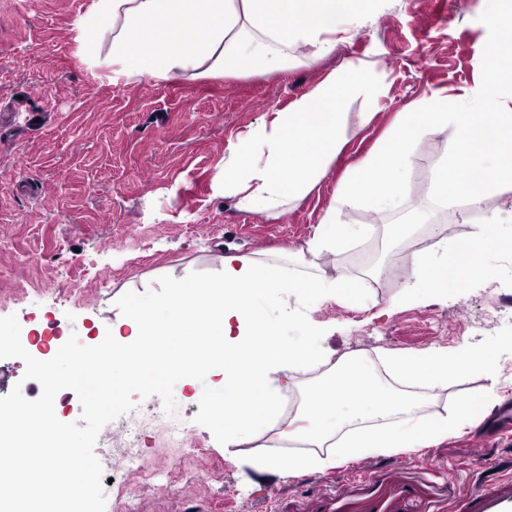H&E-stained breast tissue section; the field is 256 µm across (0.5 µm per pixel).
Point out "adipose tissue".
Returning <instances> with one entry per match:
<instances>
[{"mask_svg": "<svg viewBox=\"0 0 512 512\" xmlns=\"http://www.w3.org/2000/svg\"><path fill=\"white\" fill-rule=\"evenodd\" d=\"M375 0H92L72 24L74 43L82 59L112 85L148 80L164 83L177 78H242L279 72L288 63L290 45L305 42L316 63L336 48V31L348 13H368ZM489 19L497 45L488 54L480 91L448 97L432 91L428 97L398 112L377 149L348 165L329 208L310 239L296 250L299 267L288 287L309 297L342 292L341 279L328 276L319 259L368 238L369 224H344L339 214L360 206L392 211L406 195L405 172L424 137L452 132L453 144L434 167L430 200L439 207L462 200L473 209L491 197L512 191V95L499 90L512 84V6L488 0ZM97 29L100 42L87 41ZM376 66L348 61L314 87L273 111L269 121L230 146L213 180L214 194L234 198L240 210L268 219L279 218L302 200L327 175L346 143L339 105L347 96L376 100L386 95L375 76ZM503 240L496 223L485 222L468 242L441 257L413 256L404 298L442 295L451 288L449 266L464 275H488L485 258ZM281 259L258 261L236 252L225 253L216 277L195 280L190 291L163 297L157 307L129 312L112 325L110 354L117 369L113 392L169 382L194 384L199 373H222L221 385L207 391L224 408V445L239 447L254 420L279 412L281 384L274 372H293L316 360L314 340L286 339L279 323L269 319L277 285L270 269ZM221 337L223 357L185 368L168 362L164 372L136 376L124 361L148 360L155 352L152 337L179 343L185 336ZM392 379L375 381L353 363L339 362L308 394L288 423V438L326 449V456L299 455L287 463L266 458L262 474L287 471L294 475L352 460L363 448H425L456 430L459 419L423 421L424 399L411 392L399 397L394 383L410 386L423 377L433 383L462 378L474 370L495 378V363L487 350L464 355L435 352L422 359L387 356ZM237 385L241 402L224 399L226 385Z\"/></svg>", "mask_w": 512, "mask_h": 512, "instance_id": "ef3b65f1", "label": "adipose tissue"}]
</instances>
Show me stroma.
<instances>
[{
    "instance_id": "stroma-1",
    "label": "stroma",
    "mask_w": 512,
    "mask_h": 512,
    "mask_svg": "<svg viewBox=\"0 0 512 512\" xmlns=\"http://www.w3.org/2000/svg\"><path fill=\"white\" fill-rule=\"evenodd\" d=\"M91 0H0V317L34 330L104 336L135 300L154 301L220 268L227 249L263 259L295 251L328 208L347 166L367 155L395 112L431 91L477 89L497 41L485 0H383L355 18L319 68L307 46L290 49L287 68L268 76L110 85L81 61L70 27ZM377 65L386 97L342 101L348 142L326 178L276 219L244 212L214 195L212 179L228 146L260 128L348 59ZM374 113L363 126L364 113ZM451 133L432 135L413 156L404 210L371 219L350 209L341 219L375 223L372 237L325 255L333 277L353 279L351 294L303 299L278 289L272 311L284 335L321 336L322 365L388 353L413 357L445 349H490L496 379L475 373L437 388L436 417L468 407L464 425L400 460L398 450L361 449L345 465L299 476H259L260 459L288 458L282 437L225 449L215 414L191 389H174V433L163 401L133 395L129 416L141 429L143 459L172 472L164 498L136 478V512H453L483 477L512 479L507 420L490 415L512 404V248L491 255L494 273L466 278L444 295L389 306L403 287L411 248L431 225L458 227L428 190ZM485 450L488 463L473 458Z\"/></svg>"
}]
</instances>
